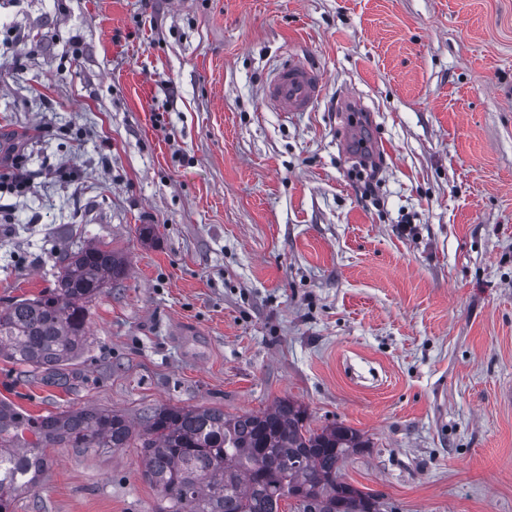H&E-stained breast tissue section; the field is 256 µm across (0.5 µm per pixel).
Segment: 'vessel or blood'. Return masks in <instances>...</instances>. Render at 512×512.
Here are the masks:
<instances>
[{"label": "vessel or blood", "mask_w": 512, "mask_h": 512, "mask_svg": "<svg viewBox=\"0 0 512 512\" xmlns=\"http://www.w3.org/2000/svg\"><path fill=\"white\" fill-rule=\"evenodd\" d=\"M322 74L308 62L290 59L283 62L264 88V98L281 112H310L322 97Z\"/></svg>", "instance_id": "b4317fda"}]
</instances>
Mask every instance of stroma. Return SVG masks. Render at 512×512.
I'll list each match as a JSON object with an SVG mask.
<instances>
[{
	"label": "stroma",
	"mask_w": 512,
	"mask_h": 512,
	"mask_svg": "<svg viewBox=\"0 0 512 512\" xmlns=\"http://www.w3.org/2000/svg\"><path fill=\"white\" fill-rule=\"evenodd\" d=\"M294 55L310 112L263 96ZM89 241L128 269L68 385L0 360V399L287 398L369 438L382 512H512V0H0V302ZM49 454L14 512H157L138 449Z\"/></svg>",
	"instance_id": "obj_1"
}]
</instances>
